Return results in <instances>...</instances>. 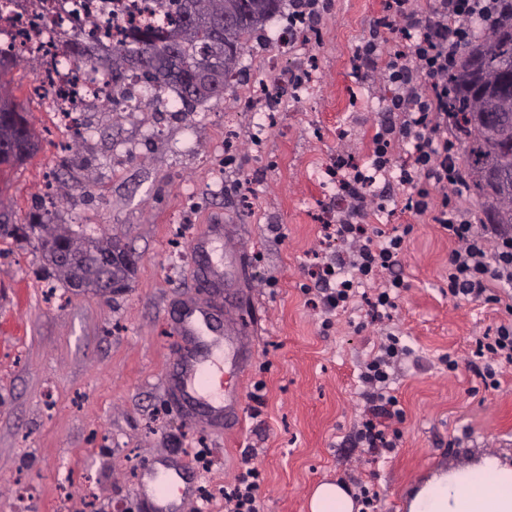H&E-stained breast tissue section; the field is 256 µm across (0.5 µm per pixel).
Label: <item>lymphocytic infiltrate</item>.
<instances>
[{"mask_svg":"<svg viewBox=\"0 0 512 512\" xmlns=\"http://www.w3.org/2000/svg\"><path fill=\"white\" fill-rule=\"evenodd\" d=\"M494 0H429L416 8L411 0H386L378 25L397 29L394 45L370 39L359 46L357 67L365 75L385 72L396 92L385 108V117L372 139L370 171L343 177L347 164L337 160L339 185L350 200V211L336 226L337 251L325 266L314 288L331 309L347 308L363 285L374 288L370 306L374 315L396 310L407 285L401 273L405 238L384 231L368 233L359 218L369 202L384 195L386 185L377 178L389 169L392 147L402 141L410 146L411 166L402 168L399 183L408 191L405 205L418 214L431 215L456 247L448 258V296L455 300L484 298L504 304L501 293L512 289V230L496 224H475L444 194L464 189L456 148L446 135L448 127V75L458 64L460 47L474 35L472 23L494 10ZM408 350L394 335H387L379 352L359 375L362 397L373 407L362 421L356 442L367 448L392 451L396 438L380 429L378 417L399 419L403 411L389 386L391 371ZM473 366L485 388L500 385V367L512 363V321L475 342Z\"/></svg>","mask_w":512,"mask_h":512,"instance_id":"f902f5d3","label":"lymphocytic infiltrate"}]
</instances>
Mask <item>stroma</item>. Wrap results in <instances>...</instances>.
<instances>
[{
	"mask_svg": "<svg viewBox=\"0 0 512 512\" xmlns=\"http://www.w3.org/2000/svg\"><path fill=\"white\" fill-rule=\"evenodd\" d=\"M384 7L316 0L308 38L286 52L285 0L223 98L181 113L96 105L79 137L58 132L35 92L36 66L20 60L0 75L38 137L37 152L0 178V208L18 225L52 213L136 256L129 288L82 294L49 274L32 234L0 238V512H155L148 468L192 483L177 512H225L224 491L248 466L261 474V512H307L325 480L368 486L378 512H405L435 472L512 460V365L496 390L470 368L476 338L512 317L448 299L455 243L431 216L405 210L402 186L360 217L407 235L398 309L376 320L361 298L332 315L305 289L310 265L326 256L330 202L316 174L340 155L368 164L383 118L388 86L358 77L356 50ZM269 97L278 108L257 142L255 104ZM185 303L236 332L245 391L264 385L262 402L244 399L240 420L193 416L167 384ZM390 332L411 355L390 383L404 417L386 425L400 431L399 446L380 456L350 440L371 412L358 375ZM445 354L456 371L439 363ZM194 448L208 449L205 462ZM21 480L33 496H17Z\"/></svg>",
	"mask_w": 512,
	"mask_h": 512,
	"instance_id": "obj_1",
	"label": "stroma"
}]
</instances>
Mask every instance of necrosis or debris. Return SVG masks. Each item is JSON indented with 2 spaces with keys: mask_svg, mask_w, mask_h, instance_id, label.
I'll list each match as a JSON object with an SVG mask.
<instances>
[{
  "mask_svg": "<svg viewBox=\"0 0 512 512\" xmlns=\"http://www.w3.org/2000/svg\"><path fill=\"white\" fill-rule=\"evenodd\" d=\"M168 10L167 0H0V54L41 62L53 119L69 133L77 128V113L105 102L110 86L102 72L63 63L60 46L95 38L108 48L132 28L161 22ZM48 16L54 27H44Z\"/></svg>",
  "mask_w": 512,
  "mask_h": 512,
  "instance_id": "4bbe7bcc",
  "label": "necrosis or debris"
}]
</instances>
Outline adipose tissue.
I'll return each mask as SVG.
<instances>
[{
  "instance_id": "obj_1",
  "label": "adipose tissue",
  "mask_w": 512,
  "mask_h": 512,
  "mask_svg": "<svg viewBox=\"0 0 512 512\" xmlns=\"http://www.w3.org/2000/svg\"><path fill=\"white\" fill-rule=\"evenodd\" d=\"M408 512H512V462L487 457L434 474L413 495Z\"/></svg>"
}]
</instances>
